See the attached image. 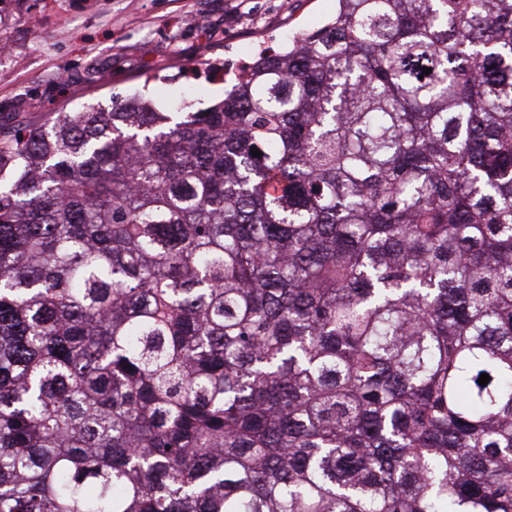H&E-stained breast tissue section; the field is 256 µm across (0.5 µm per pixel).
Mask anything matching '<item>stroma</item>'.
Instances as JSON below:
<instances>
[{
    "label": "stroma",
    "instance_id": "stroma-1",
    "mask_svg": "<svg viewBox=\"0 0 512 512\" xmlns=\"http://www.w3.org/2000/svg\"><path fill=\"white\" fill-rule=\"evenodd\" d=\"M336 0H0V121L134 95L201 110L263 47L323 25Z\"/></svg>",
    "mask_w": 512,
    "mask_h": 512
}]
</instances>
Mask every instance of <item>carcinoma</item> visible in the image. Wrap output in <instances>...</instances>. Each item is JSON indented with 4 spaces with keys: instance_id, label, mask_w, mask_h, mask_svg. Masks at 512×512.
<instances>
[{
    "instance_id": "1",
    "label": "carcinoma",
    "mask_w": 512,
    "mask_h": 512,
    "mask_svg": "<svg viewBox=\"0 0 512 512\" xmlns=\"http://www.w3.org/2000/svg\"><path fill=\"white\" fill-rule=\"evenodd\" d=\"M0 512H512V0L0 130Z\"/></svg>"
}]
</instances>
